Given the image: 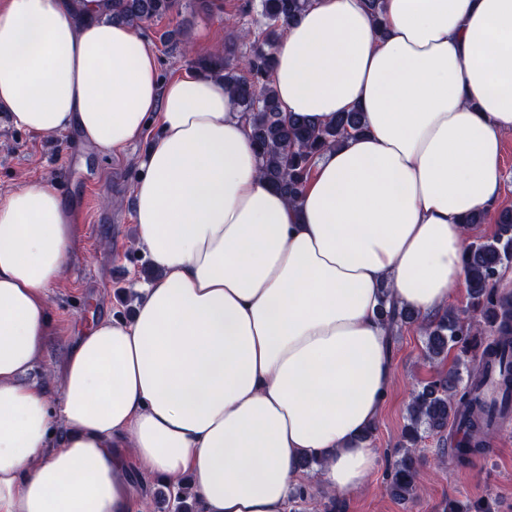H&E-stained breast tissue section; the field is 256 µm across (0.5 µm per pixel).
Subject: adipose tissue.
Returning <instances> with one entry per match:
<instances>
[{
    "label": "adipose tissue",
    "mask_w": 512,
    "mask_h": 512,
    "mask_svg": "<svg viewBox=\"0 0 512 512\" xmlns=\"http://www.w3.org/2000/svg\"><path fill=\"white\" fill-rule=\"evenodd\" d=\"M102 0H0V112L104 155L158 131L134 187L136 245L160 275L131 320L77 336L57 388L23 382L57 327L70 206L48 184L0 198V512H137L130 469L190 476L200 512H293L302 460L347 493L392 385L383 289L421 316L464 278L465 217L502 197L512 0H312L286 25L283 112L365 135L315 162L297 202L259 174L223 84L159 79Z\"/></svg>",
    "instance_id": "obj_1"
}]
</instances>
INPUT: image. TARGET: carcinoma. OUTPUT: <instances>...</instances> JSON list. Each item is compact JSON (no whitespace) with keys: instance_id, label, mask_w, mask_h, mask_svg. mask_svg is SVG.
Masks as SVG:
<instances>
[{"instance_id":"obj_1","label":"carcinoma","mask_w":512,"mask_h":512,"mask_svg":"<svg viewBox=\"0 0 512 512\" xmlns=\"http://www.w3.org/2000/svg\"><path fill=\"white\" fill-rule=\"evenodd\" d=\"M310 2L260 0L261 20L257 27L239 34V38L250 42L248 56L236 63L234 56L225 52L196 61L201 72L221 79L233 92L240 111L249 121L261 175L292 202L302 194L314 158L365 128L363 113L357 109L338 113L328 124L286 117L280 109L272 73L281 28L301 16ZM176 3L177 0H104V17L138 28L167 15ZM495 224L496 233L470 242L463 257L466 287L474 306L480 308V316L465 321L450 309L422 324L426 359L434 361L453 349L462 354L473 352L479 355V370L465 385L456 368L413 392L407 408V432L413 443L418 442L423 429H447L448 420L459 405L465 409L464 427L469 435L478 433L485 437L494 430L488 410L475 395L486 363L491 360H498L499 412L505 416L512 410V295L502 293L498 286L502 269L512 264V207L500 209ZM380 315L393 331L418 320L414 311L391 302L386 289L382 292ZM417 465L418 457L406 453L394 468L388 490L403 499L417 498ZM190 490L186 481L178 483V491L173 495L174 512H193L187 505Z\"/></svg>"}]
</instances>
